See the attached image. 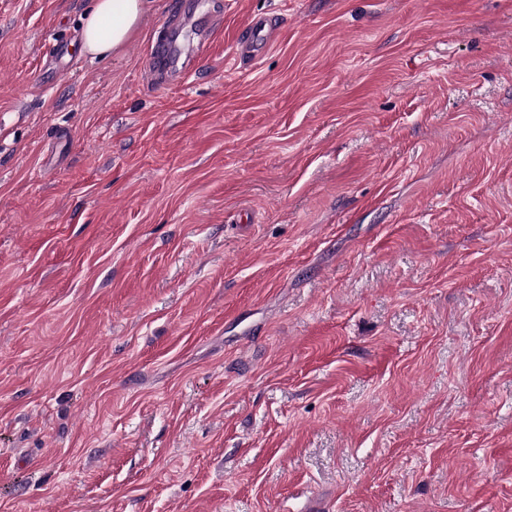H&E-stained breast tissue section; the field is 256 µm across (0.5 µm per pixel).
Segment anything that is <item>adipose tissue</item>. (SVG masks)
<instances>
[{
  "instance_id": "ef3b65f1",
  "label": "adipose tissue",
  "mask_w": 512,
  "mask_h": 512,
  "mask_svg": "<svg viewBox=\"0 0 512 512\" xmlns=\"http://www.w3.org/2000/svg\"><path fill=\"white\" fill-rule=\"evenodd\" d=\"M149 6V0H93L81 25V53L97 59L120 52L138 32Z\"/></svg>"
}]
</instances>
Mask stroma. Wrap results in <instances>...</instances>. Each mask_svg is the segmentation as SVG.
I'll use <instances>...</instances> for the list:
<instances>
[{
	"instance_id": "obj_1",
	"label": "stroma",
	"mask_w": 512,
	"mask_h": 512,
	"mask_svg": "<svg viewBox=\"0 0 512 512\" xmlns=\"http://www.w3.org/2000/svg\"><path fill=\"white\" fill-rule=\"evenodd\" d=\"M91 7L0 0V512H512V0ZM150 0H93L83 19L80 53L93 60L120 52L139 31ZM275 25L264 17L250 15L243 22L242 37L237 44L240 56L256 58L272 44ZM178 30L177 28L171 30L168 37L156 42L151 58L153 74L157 78H163L167 74H172L171 69L182 56V47L174 37Z\"/></svg>"
}]
</instances>
